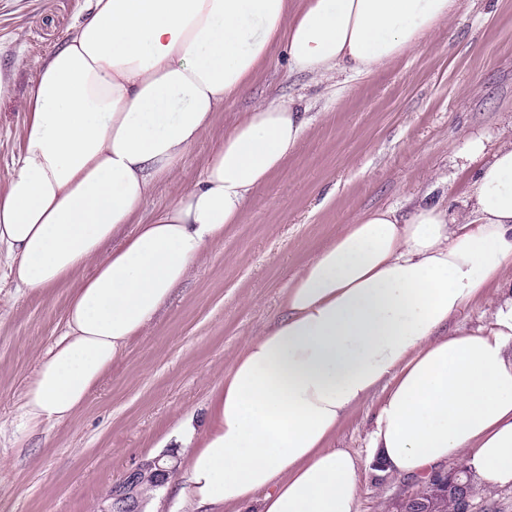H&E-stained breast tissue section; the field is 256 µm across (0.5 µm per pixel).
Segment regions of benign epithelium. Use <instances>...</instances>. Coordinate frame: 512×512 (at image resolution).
Instances as JSON below:
<instances>
[{"mask_svg":"<svg viewBox=\"0 0 512 512\" xmlns=\"http://www.w3.org/2000/svg\"><path fill=\"white\" fill-rule=\"evenodd\" d=\"M177 472L173 455L167 450L151 458H143L112 484L98 504V512H145L146 498L139 488L147 480L157 486L165 485ZM448 484V493L456 502L455 512H473L474 494L469 481H461L445 472L435 473L426 481H419L404 498L405 512H426L422 489Z\"/></svg>","mask_w":512,"mask_h":512,"instance_id":"benign-epithelium-1","label":"benign epithelium"}]
</instances>
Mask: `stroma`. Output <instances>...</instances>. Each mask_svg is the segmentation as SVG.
Segmentation results:
<instances>
[{
    "label": "stroma",
    "instance_id": "obj_1",
    "mask_svg": "<svg viewBox=\"0 0 512 512\" xmlns=\"http://www.w3.org/2000/svg\"><path fill=\"white\" fill-rule=\"evenodd\" d=\"M88 0H0V193L20 152L36 76ZM301 98L311 122L283 169L251 195L241 223L212 245L151 329L87 404L29 436L16 434L25 385L62 329L71 285L16 291L0 283V512H96L103 494L184 413L204 428L209 396L245 340L277 315L282 292L341 225L376 207L468 202L478 161L462 134L512 126V0H463L448 29L375 72L316 83L287 71L274 45L246 97L229 102L146 209L193 186L240 113ZM379 397L354 407L333 445L366 456ZM361 472L358 512H390L406 489Z\"/></svg>",
    "mask_w": 512,
    "mask_h": 512
}]
</instances>
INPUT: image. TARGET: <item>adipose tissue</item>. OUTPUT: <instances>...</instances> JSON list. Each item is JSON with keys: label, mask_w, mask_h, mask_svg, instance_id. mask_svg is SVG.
Segmentation results:
<instances>
[{"label": "adipose tissue", "mask_w": 512, "mask_h": 512, "mask_svg": "<svg viewBox=\"0 0 512 512\" xmlns=\"http://www.w3.org/2000/svg\"><path fill=\"white\" fill-rule=\"evenodd\" d=\"M462 0H93L41 68L15 170L0 194V273L15 289H74L27 383L18 432L72 417L132 337L240 223L309 119L279 96L244 113L200 180L146 221L214 115L245 94L273 45L313 81L371 73L449 26ZM482 158L472 204L373 208L343 225L285 288L213 390L204 430L178 420L166 489L180 512H357L367 462L424 479L462 464L512 489V135ZM487 325L449 332L472 302ZM382 393L369 455L334 448L342 419Z\"/></svg>", "instance_id": "adipose-tissue-1"}]
</instances>
